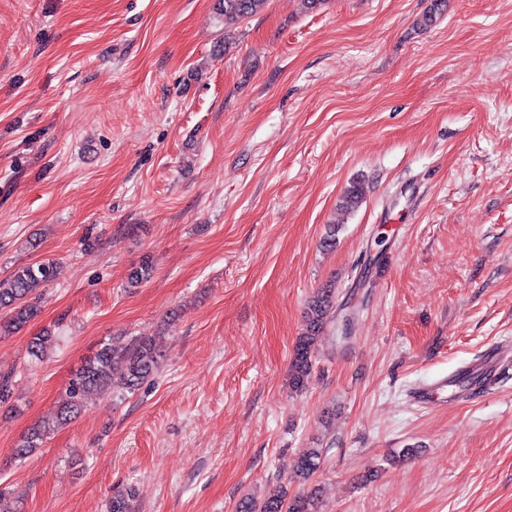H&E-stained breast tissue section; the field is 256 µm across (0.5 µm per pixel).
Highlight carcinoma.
<instances>
[{"label": "carcinoma", "mask_w": 512, "mask_h": 512, "mask_svg": "<svg viewBox=\"0 0 512 512\" xmlns=\"http://www.w3.org/2000/svg\"><path fill=\"white\" fill-rule=\"evenodd\" d=\"M267 0H219L224 25H232L259 13ZM363 200L362 187L351 184L343 192L339 209L352 212ZM153 269L145 264L130 271L127 284L137 288L150 279ZM58 264L43 260L18 266L0 279V335L23 329L38 315L37 291L54 282ZM335 289L322 288L308 303L305 326L297 338L290 362L291 386L302 390L308 383L317 361L318 341L334 313ZM55 337L45 333L33 337L28 353L41 359ZM160 348L151 336H134L124 343L115 340L103 344L70 379L65 397L50 418L32 427L15 448V455L24 458L50 437L61 425L77 417L89 400L105 387H119L128 392L138 389L159 368ZM325 449L308 448L294 460L292 472L300 480L309 479L319 468ZM135 490L131 487L112 495L108 512H132ZM315 493L288 496L284 487L266 494L260 500H246L240 512H316Z\"/></svg>", "instance_id": "carcinoma-1"}]
</instances>
